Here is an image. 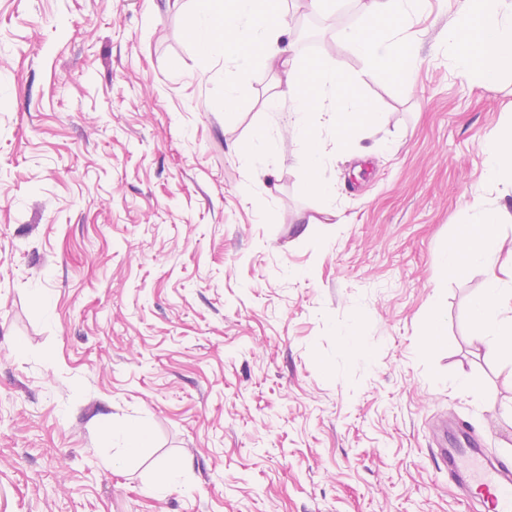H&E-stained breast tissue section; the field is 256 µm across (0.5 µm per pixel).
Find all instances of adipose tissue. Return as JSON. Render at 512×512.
<instances>
[{"label": "adipose tissue", "instance_id": "ef3b65f1", "mask_svg": "<svg viewBox=\"0 0 512 512\" xmlns=\"http://www.w3.org/2000/svg\"><path fill=\"white\" fill-rule=\"evenodd\" d=\"M424 0H362L360 24L343 29L340 44L357 48L367 70L401 64L413 79L414 58L403 49L402 34L421 13ZM281 0H205L191 10L188 38L205 55L221 53L236 78L225 81L219 111L231 109L242 86L238 75L259 67L281 66L287 74L268 110L288 102L286 131L258 128L250 142L248 161L265 163L275 154L283 134L302 146L298 160L312 188L328 194L322 170L335 153L346 151L364 131L379 129L384 116L369 107L356 89L355 76H338L324 60L283 57L290 28L281 17ZM457 31L442 48L457 71L477 73L483 84L512 75V0H457ZM489 184L512 187V118L482 145ZM469 223L460 225L441 252V274L472 269L485 276L472 302L473 338L512 364V281L496 273L501 253L512 254V240L502 232L499 214L475 203Z\"/></svg>", "mask_w": 512, "mask_h": 512}]
</instances>
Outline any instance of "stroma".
I'll use <instances>...</instances> for the list:
<instances>
[{
    "mask_svg": "<svg viewBox=\"0 0 512 512\" xmlns=\"http://www.w3.org/2000/svg\"><path fill=\"white\" fill-rule=\"evenodd\" d=\"M190 7L0 0V512H470L432 450L460 419L512 464V365L472 339L483 275L441 276L440 252L478 189L512 238L481 152L512 77L453 70L454 0L413 20L410 84L337 45L357 0H284L295 53L386 116L324 169L331 210L291 136L249 164L288 122L266 108L282 73L215 111L228 69ZM114 425L149 447L113 463ZM281 138L280 130L259 127L250 142L247 156L249 163L251 165L264 164L277 151ZM183 474L181 465L171 463L160 469L153 480L150 490L153 494L163 496L168 493L179 483Z\"/></svg>",
    "mask_w": 512,
    "mask_h": 512,
    "instance_id": "35a3bbf8",
    "label": "stroma"
}]
</instances>
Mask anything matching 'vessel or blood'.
<instances>
[{
  "label": "vessel or blood",
  "mask_w": 512,
  "mask_h": 512,
  "mask_svg": "<svg viewBox=\"0 0 512 512\" xmlns=\"http://www.w3.org/2000/svg\"><path fill=\"white\" fill-rule=\"evenodd\" d=\"M453 431L457 447L436 451L449 478L481 512H512V466L491 458L466 422H455Z\"/></svg>",
  "instance_id": "1"
}]
</instances>
